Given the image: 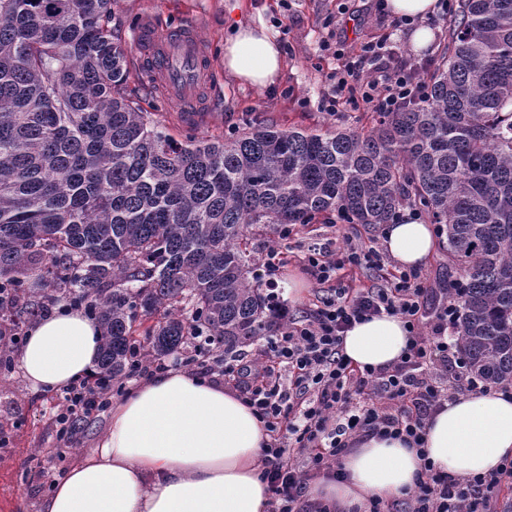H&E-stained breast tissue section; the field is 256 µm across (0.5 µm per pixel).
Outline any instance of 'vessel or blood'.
Wrapping results in <instances>:
<instances>
[{"label": "vessel or blood", "mask_w": 512, "mask_h": 512, "mask_svg": "<svg viewBox=\"0 0 512 512\" xmlns=\"http://www.w3.org/2000/svg\"><path fill=\"white\" fill-rule=\"evenodd\" d=\"M141 48L140 62L163 80L165 88L186 117H194L204 95L210 94L212 59L191 26L162 29L147 23L133 33Z\"/></svg>", "instance_id": "b4317fda"}]
</instances>
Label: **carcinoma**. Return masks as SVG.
<instances>
[{
	"label": "carcinoma",
	"instance_id": "carcinoma-1",
	"mask_svg": "<svg viewBox=\"0 0 512 512\" xmlns=\"http://www.w3.org/2000/svg\"><path fill=\"white\" fill-rule=\"evenodd\" d=\"M115 0H0V320L61 301L95 310L97 370L131 372L138 313L155 360L207 342L235 354L280 321L256 286L254 231L441 226L470 373L512 384V0H457L421 70L425 100L368 131L255 122L172 135L126 91ZM44 272L42 287L27 288Z\"/></svg>",
	"mask_w": 512,
	"mask_h": 512
}]
</instances>
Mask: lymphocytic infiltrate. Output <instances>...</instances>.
Segmentation results:
<instances>
[{
    "label": "lymphocytic infiltrate",
    "instance_id": "1",
    "mask_svg": "<svg viewBox=\"0 0 512 512\" xmlns=\"http://www.w3.org/2000/svg\"><path fill=\"white\" fill-rule=\"evenodd\" d=\"M341 62L328 79L334 93L329 111L344 102L375 105L394 112L425 97L416 63L392 61L382 45L361 48L360 61ZM317 284L326 288L314 311L294 316L278 293H268L282 325L266 339L263 359L242 357L201 365L199 374L234 383L243 401L263 423L269 437L262 475L270 495L268 512H313L307 500L310 481L318 475L343 478L341 460L359 437L376 434L422 447L427 420L457 393L478 389L480 377L467 374L454 332L459 306L455 296L434 298L420 269L383 277L379 286L357 285L365 267L384 269V258L360 239L328 238L297 256ZM400 318L408 342L398 362L387 368L357 367L342 342L353 324L381 314ZM97 374L73 382L64 391L56 416L62 434L75 421L106 410ZM512 478V460L500 470L449 478L427 465L409 491L407 512H490V499Z\"/></svg>",
    "mask_w": 512,
    "mask_h": 512
}]
</instances>
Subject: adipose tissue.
Returning <instances> with one entry per match:
<instances>
[{"mask_svg":"<svg viewBox=\"0 0 512 512\" xmlns=\"http://www.w3.org/2000/svg\"><path fill=\"white\" fill-rule=\"evenodd\" d=\"M283 66L282 48L265 26L238 27L224 41V68L242 83L269 87ZM383 243L407 267L436 247L428 225L415 220L387 226ZM99 338L98 324L79 311L38 321L20 356L25 380L55 391L91 374ZM407 340L401 320L383 315L348 330L343 351L353 365L377 368L396 362ZM267 441L262 422L223 383L182 369L158 374L113 404L105 435L55 483L41 512H267L260 478ZM509 459L512 394L487 390L435 412L423 449L360 439L343 459L345 479H317L309 499L331 512H353L414 488L426 464L461 478L496 471Z\"/></svg>","mask_w":512,"mask_h":512,"instance_id":"ef3b65f1","label":"adipose tissue"}]
</instances>
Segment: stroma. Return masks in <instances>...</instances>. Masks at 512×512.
Wrapping results in <instances>:
<instances>
[{
    "label": "stroma",
    "instance_id": "1",
    "mask_svg": "<svg viewBox=\"0 0 512 512\" xmlns=\"http://www.w3.org/2000/svg\"><path fill=\"white\" fill-rule=\"evenodd\" d=\"M114 32L126 45L131 62L129 87L148 112H162L177 137L219 135L259 117L281 128H348L372 126L374 115L340 107H321L331 92L326 79L336 69L340 44L360 47L387 43L396 55L417 62L436 57L448 39V24L432 15L423 24L434 33L426 47L410 44L411 26L393 13L378 15L371 0H116ZM166 28L194 22L208 44L215 66L216 90L202 122L182 123L165 92L154 89L138 66L131 32L144 17ZM265 24L280 44L286 63L267 88L244 84L224 69V40L241 25ZM277 291L294 315L312 310L319 286L294 263L283 268ZM59 392L33 390L19 367L0 371V512H39L41 501L70 466L103 436L107 413L84 420L69 438H61L56 416Z\"/></svg>",
    "mask_w": 512,
    "mask_h": 512
}]
</instances>
